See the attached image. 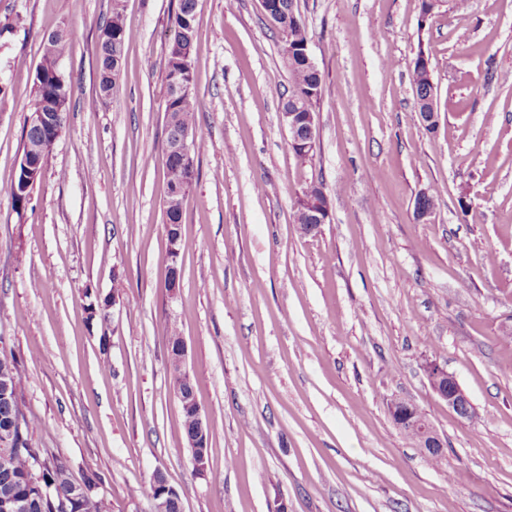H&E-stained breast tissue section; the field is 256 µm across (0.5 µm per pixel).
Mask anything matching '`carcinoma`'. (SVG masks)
<instances>
[{"label": "carcinoma", "instance_id": "obj_1", "mask_svg": "<svg viewBox=\"0 0 512 512\" xmlns=\"http://www.w3.org/2000/svg\"><path fill=\"white\" fill-rule=\"evenodd\" d=\"M284 10L289 12L283 22L288 26V44L300 46L310 41L308 30L294 0H281ZM197 0H178L171 17L173 38L168 45V55L163 82L164 112L171 114L181 128H195L196 96L194 92L177 95L173 91L174 81L193 84L190 58L196 41ZM129 31L124 23L122 10L112 9V16L103 24L98 37L97 67L99 74V96L104 99L115 88L120 59ZM69 46L67 33L63 30L51 34L45 43L42 60L35 72V96L31 111L52 113V124L35 135L25 131L22 135L23 153L34 154L37 175L27 183L16 177L9 187V196L15 210L20 211L31 200L32 191L42 178L52 140L59 137L67 123L69 87L59 69V60ZM292 89L283 104L287 111L299 104L304 112L313 111V104L322 95L323 75L320 70L306 66L293 57H283ZM412 83L416 96L427 92L424 72L419 61L411 67ZM167 185H179L188 193L194 173L182 165L178 155L166 150ZM323 203L329 202L319 182L304 187L295 198L297 223L303 222L301 210L304 201L311 195ZM182 203L167 206L164 210L166 235L181 236ZM9 375V386H0V440L13 441V450L0 447V512H84L89 500H94L95 512H109V505L102 492V476L91 471L81 481L73 479L69 464L61 459L46 458L37 464L41 449L31 445V436L37 424L24 413L19 402V391L23 374L14 356L0 355V378Z\"/></svg>", "mask_w": 512, "mask_h": 512}]
</instances>
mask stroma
<instances>
[{
	"label": "stroma",
	"mask_w": 512,
	"mask_h": 512,
	"mask_svg": "<svg viewBox=\"0 0 512 512\" xmlns=\"http://www.w3.org/2000/svg\"><path fill=\"white\" fill-rule=\"evenodd\" d=\"M177 0H125L110 99L99 28L112 0H0V347L24 376L34 447L104 478L112 512H153L162 471L183 512H512V0H296L323 74L312 156L281 118L290 77L260 0H198L194 159L177 298L161 97ZM66 29L65 129L26 210L8 188L44 44ZM431 54L426 132L410 67ZM322 182L305 236L294 201ZM440 195L428 223L417 194ZM116 296L106 318L91 299ZM177 327L209 426L197 474L168 361ZM435 362L469 395L459 418ZM414 403L440 465L393 423ZM428 378L429 381L434 383V387L431 388L439 398L448 403V408L463 419L473 417V411L475 412L473 404L452 374L437 364H430L428 366ZM443 379L446 382L441 387L440 381ZM402 404L404 411H399L396 413V404ZM416 409V406L405 400H391L388 405V411L393 420V414H397L398 425L402 426L406 423L411 429L416 430L421 438V447L427 453H434L443 458L444 456V448L446 447L444 441L437 433V431L433 428L428 420H416L410 416V413Z\"/></svg>",
	"instance_id": "stroma-1"
}]
</instances>
